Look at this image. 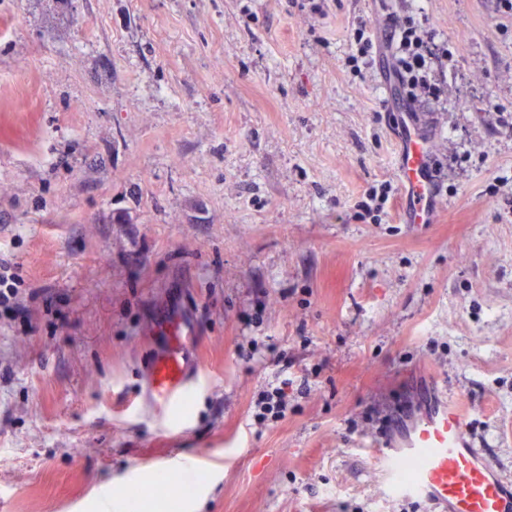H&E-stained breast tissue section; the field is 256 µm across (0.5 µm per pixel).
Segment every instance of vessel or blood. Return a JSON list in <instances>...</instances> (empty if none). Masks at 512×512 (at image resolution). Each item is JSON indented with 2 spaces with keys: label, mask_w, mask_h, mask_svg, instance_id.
Segmentation results:
<instances>
[{
  "label": "vessel or blood",
  "mask_w": 512,
  "mask_h": 512,
  "mask_svg": "<svg viewBox=\"0 0 512 512\" xmlns=\"http://www.w3.org/2000/svg\"><path fill=\"white\" fill-rule=\"evenodd\" d=\"M428 165L426 146L417 136H408L399 177L412 200L407 215L411 224L432 219ZM164 328L170 334L167 346L147 369V394L162 415L178 407L192 387L193 373L184 361L183 347L195 334L180 319L166 321ZM379 460L401 493L426 498L443 512H512V487L475 448L462 408L448 400L413 419L398 443H383Z\"/></svg>",
  "instance_id": "1"
}]
</instances>
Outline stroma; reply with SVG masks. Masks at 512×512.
<instances>
[{"label":"stroma","instance_id":"obj_1","mask_svg":"<svg viewBox=\"0 0 512 512\" xmlns=\"http://www.w3.org/2000/svg\"><path fill=\"white\" fill-rule=\"evenodd\" d=\"M317 2L0 0V512H438L375 456L434 391L512 481V14L408 0L453 61L407 112L345 66L398 0ZM173 316L208 378L178 425L145 398ZM429 165L426 146L415 135H409L403 145L399 177L411 195L412 207L406 217L409 224H431L432 184L427 175ZM389 191L390 185L386 182L382 185V189L379 193L374 189L367 193L366 200H360L357 204V208L362 211V213H360L361 217L366 219V216H370L374 212H380L383 205L388 200ZM288 394L282 387H275L272 390H264L255 403L257 412L255 417L260 422L283 419L288 411ZM270 415V417H269Z\"/></svg>","mask_w":512,"mask_h":512}]
</instances>
